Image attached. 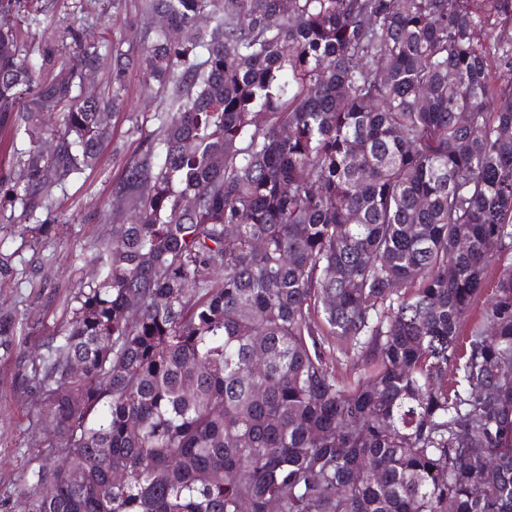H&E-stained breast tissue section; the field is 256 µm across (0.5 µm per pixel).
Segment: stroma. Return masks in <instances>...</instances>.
<instances>
[{"label": "stroma", "instance_id": "obj_1", "mask_svg": "<svg viewBox=\"0 0 512 512\" xmlns=\"http://www.w3.org/2000/svg\"><path fill=\"white\" fill-rule=\"evenodd\" d=\"M141 8L142 0H55L47 22L25 33L22 48L32 50L44 36L61 34L87 15L97 20V35L140 48L148 38ZM166 98L157 83L132 74L124 105L110 115L98 165L55 192L50 211L57 223L50 236L37 241L21 237V224L0 225V252L10 255L14 268L0 276V311L30 336L10 351L0 350V512H27L20 488L48 463L55 441L40 419L37 345L64 329L73 297L96 277L92 256L98 240L130 222L133 211L116 203L113 187L145 153Z\"/></svg>", "mask_w": 512, "mask_h": 512}]
</instances>
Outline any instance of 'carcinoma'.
I'll return each mask as SVG.
<instances>
[{
    "mask_svg": "<svg viewBox=\"0 0 512 512\" xmlns=\"http://www.w3.org/2000/svg\"><path fill=\"white\" fill-rule=\"evenodd\" d=\"M511 2L143 0L198 34L135 51L72 26L30 62L21 27L54 0H0V154L23 172L0 216L33 238L129 75L167 88L115 187L133 219L35 370L58 456L28 512H512L511 266L467 325L490 244L512 248V42L476 37ZM108 53L112 97H84ZM17 335L0 315V348ZM329 339L335 349L330 365L336 370V375L343 377L354 376V373L359 370L357 369V359L354 357L353 349L345 342L338 343L336 339L330 336Z\"/></svg>",
    "mask_w": 512,
    "mask_h": 512,
    "instance_id": "cac0c4a2",
    "label": "carcinoma"
}]
</instances>
